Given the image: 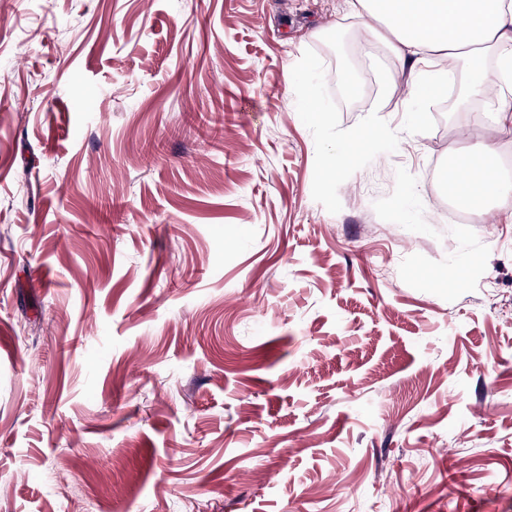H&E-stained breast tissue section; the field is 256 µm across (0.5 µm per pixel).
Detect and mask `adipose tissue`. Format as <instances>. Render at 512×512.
<instances>
[{
	"instance_id": "adipose-tissue-1",
	"label": "adipose tissue",
	"mask_w": 512,
	"mask_h": 512,
	"mask_svg": "<svg viewBox=\"0 0 512 512\" xmlns=\"http://www.w3.org/2000/svg\"><path fill=\"white\" fill-rule=\"evenodd\" d=\"M353 15L367 18L373 37L408 66L411 79L402 87L405 100L438 94L444 67L461 68L465 83L458 111L481 102L492 120L512 123V0H351ZM497 150L486 142L470 144L456 155L462 172L454 198L481 215L495 198H512L496 164Z\"/></svg>"
}]
</instances>
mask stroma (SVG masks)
<instances>
[{"label": "stroma", "mask_w": 512, "mask_h": 512, "mask_svg": "<svg viewBox=\"0 0 512 512\" xmlns=\"http://www.w3.org/2000/svg\"><path fill=\"white\" fill-rule=\"evenodd\" d=\"M336 30L346 0H0V512H512V221L435 203L455 89L406 131L379 43L343 104ZM367 147L366 141L356 138L332 152L326 159L322 175L325 179H335L347 170L354 168Z\"/></svg>", "instance_id": "35a3bbf8"}]
</instances>
